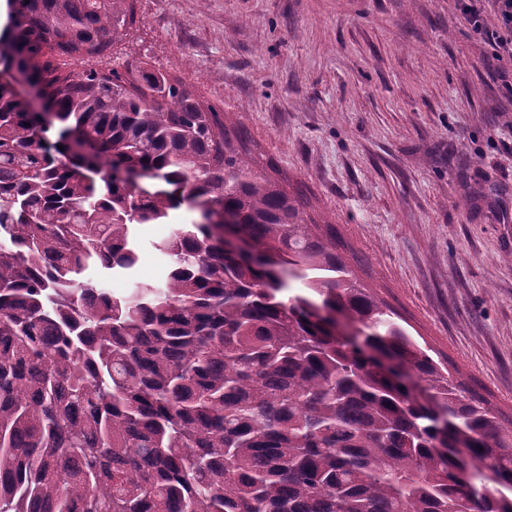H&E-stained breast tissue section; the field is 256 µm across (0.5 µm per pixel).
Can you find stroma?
<instances>
[{"label":"stroma","instance_id":"35a3bbf8","mask_svg":"<svg viewBox=\"0 0 512 512\" xmlns=\"http://www.w3.org/2000/svg\"><path fill=\"white\" fill-rule=\"evenodd\" d=\"M128 41L190 84L255 169L333 225L355 277L512 421V81L457 0H135ZM195 211L138 226L134 279Z\"/></svg>","mask_w":512,"mask_h":512}]
</instances>
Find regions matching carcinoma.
<instances>
[{"instance_id":"carcinoma-1","label":"carcinoma","mask_w":512,"mask_h":512,"mask_svg":"<svg viewBox=\"0 0 512 512\" xmlns=\"http://www.w3.org/2000/svg\"><path fill=\"white\" fill-rule=\"evenodd\" d=\"M7 2L0 68L52 111L0 83V512H512L494 408L253 169L247 130L161 68L94 65L134 0ZM182 205L272 258L196 221L158 245L161 285L105 288ZM1 81H10L18 89L21 101L34 112H50L52 111L45 104L38 86L28 83L24 77L17 72L0 73Z\"/></svg>"}]
</instances>
